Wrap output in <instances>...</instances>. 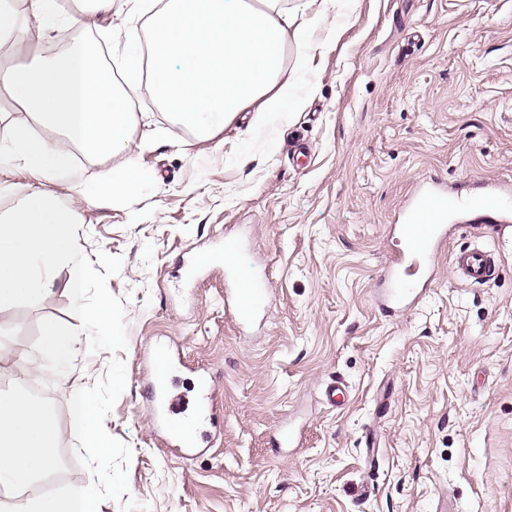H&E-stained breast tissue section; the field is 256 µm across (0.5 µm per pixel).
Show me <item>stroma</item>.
I'll use <instances>...</instances> for the list:
<instances>
[{"label": "stroma", "instance_id": "obj_1", "mask_svg": "<svg viewBox=\"0 0 512 512\" xmlns=\"http://www.w3.org/2000/svg\"><path fill=\"white\" fill-rule=\"evenodd\" d=\"M324 53L304 76L302 106L267 128L244 111L211 138L175 122L144 82L112 83L148 123L129 150L74 152L91 205L65 180L48 184L76 209L78 244L123 258L108 280L126 307L127 386L105 426L132 449L129 488L150 512H512V240L482 214L450 235L435 283L393 315L375 303L379 275L402 245L391 233L421 181L452 195L512 184V0H356L312 28ZM240 234L237 265L269 281L268 315L247 333L224 312L213 267L184 299L173 288L183 256ZM501 250L483 284L457 279L455 251ZM52 294L0 301V391L25 397L38 324L76 327L58 260ZM169 336L187 365L213 376L219 426L203 454L181 458L152 425L141 351ZM109 352L80 347L67 384L45 382L52 447L73 451L72 389L93 385ZM347 401L327 405V383ZM303 427L301 447L276 430Z\"/></svg>", "mask_w": 512, "mask_h": 512}]
</instances>
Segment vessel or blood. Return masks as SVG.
Listing matches in <instances>:
<instances>
[{
    "instance_id": "b4317fda",
    "label": "vessel or blood",
    "mask_w": 512,
    "mask_h": 512,
    "mask_svg": "<svg viewBox=\"0 0 512 512\" xmlns=\"http://www.w3.org/2000/svg\"><path fill=\"white\" fill-rule=\"evenodd\" d=\"M502 197L501 190L489 186L463 203L452 198L440 186H419L402 214L401 223L393 227L404 247L383 268L376 299L378 306L396 313L410 309L420 301L425 285L433 275V259L448 240L453 213L466 208L483 213L498 224L502 233L512 236V209L502 206ZM242 247L241 238L225 237L221 249L224 303L233 310L238 325L249 329L266 318L270 290L263 282L242 285L236 268V255ZM452 264L463 279L481 284L490 280L499 260L489 251L473 246L457 251ZM181 367L177 349L169 346L158 354L152 361L146 400L153 408L156 428L168 436L172 446L181 449L184 457L189 458L200 453V442L207 438L208 428L214 423L213 383L206 370H197L195 409L189 414L180 413L178 404L169 394L167 380L171 372Z\"/></svg>"
}]
</instances>
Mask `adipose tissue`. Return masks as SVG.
<instances>
[{
	"label": "adipose tissue",
	"instance_id": "ef3b65f1",
	"mask_svg": "<svg viewBox=\"0 0 512 512\" xmlns=\"http://www.w3.org/2000/svg\"><path fill=\"white\" fill-rule=\"evenodd\" d=\"M337 9L338 0H291L286 9L280 0H164L155 11L146 0H93L88 16L121 13L133 21L151 14L159 75L153 89L163 104L173 107L178 124L207 136L247 107L264 117L283 102L300 105L306 86L285 74L284 51L294 48L297 66L312 63L322 48L311 44L310 29ZM47 65L37 52L30 61L0 65V93L57 134L55 140L26 145L13 123L0 127V167L25 169L35 184L21 206L0 216V298L19 287L40 298L53 290L48 270L57 258L80 264V225L73 211L55 206L43 185L62 173L71 190L84 193L83 175L68 161L72 145L96 157L125 151L129 131L139 122L121 95L89 84L100 66L97 55L75 49L60 83L41 77ZM27 411V403L0 392V495L9 499L0 512H54L52 506L17 493L36 471L55 465L41 449L34 453L39 468L21 465V449L32 441L24 421Z\"/></svg>",
	"mask_w": 512,
	"mask_h": 512
}]
</instances>
